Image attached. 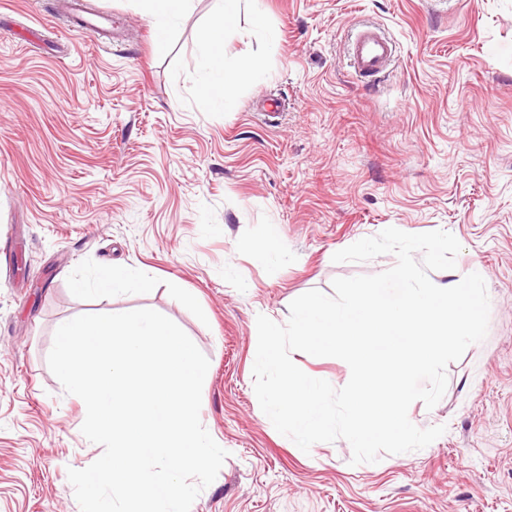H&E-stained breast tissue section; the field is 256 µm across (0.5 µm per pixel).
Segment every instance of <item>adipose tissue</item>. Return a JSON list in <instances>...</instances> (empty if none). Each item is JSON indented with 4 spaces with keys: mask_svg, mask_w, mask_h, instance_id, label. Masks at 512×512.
Masks as SVG:
<instances>
[{
    "mask_svg": "<svg viewBox=\"0 0 512 512\" xmlns=\"http://www.w3.org/2000/svg\"><path fill=\"white\" fill-rule=\"evenodd\" d=\"M241 0H219V6L201 39L202 52L198 62L201 77L195 87L197 98L206 107H223L239 78L246 74L263 71L266 61L252 55L241 56L235 67H228L224 60V35L233 31L237 24ZM151 279L146 274H132L124 265H111L99 270L93 284L77 280L75 292H85L87 287L103 295H118L129 291L131 286L148 288Z\"/></svg>",
    "mask_w": 512,
    "mask_h": 512,
    "instance_id": "ef3b65f1",
    "label": "adipose tissue"
}]
</instances>
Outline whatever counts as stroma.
<instances>
[{
  "mask_svg": "<svg viewBox=\"0 0 512 512\" xmlns=\"http://www.w3.org/2000/svg\"><path fill=\"white\" fill-rule=\"evenodd\" d=\"M84 4L110 13L105 46L67 30L60 0H0V512H80L67 471L103 448L48 354L64 321L135 308L210 362L200 420L228 456L190 512H512V0H260L261 27L243 0L225 59L267 71L219 110L192 91L216 0H194L162 47L139 0ZM365 22L397 47L369 83L345 56ZM271 96L286 101L272 121ZM389 227L452 233L456 272L485 280L489 326L435 407L408 410L445 433L354 466L346 440L307 454L263 416L251 326L392 268V254L332 260ZM274 228L283 261L256 262ZM109 264L151 288L74 291ZM291 358L350 379L340 359Z\"/></svg>",
  "mask_w": 512,
  "mask_h": 512,
  "instance_id": "1",
  "label": "stroma"
}]
</instances>
